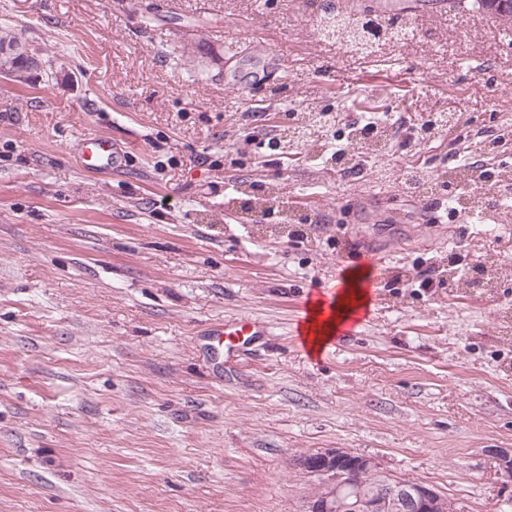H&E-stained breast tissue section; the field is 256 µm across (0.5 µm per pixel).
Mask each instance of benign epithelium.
<instances>
[{"mask_svg":"<svg viewBox=\"0 0 512 512\" xmlns=\"http://www.w3.org/2000/svg\"><path fill=\"white\" fill-rule=\"evenodd\" d=\"M297 463L318 477L317 494L307 501L308 512H345L349 509L347 499L350 496L363 499L362 486L352 478L379 471L375 458L342 448L304 454ZM367 512H453V505L425 483L402 484L394 497L380 485L373 493Z\"/></svg>","mask_w":512,"mask_h":512,"instance_id":"obj_1","label":"benign epithelium"}]
</instances>
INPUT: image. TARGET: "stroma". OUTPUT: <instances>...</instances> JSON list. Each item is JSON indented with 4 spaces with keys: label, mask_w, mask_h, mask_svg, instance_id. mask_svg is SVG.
<instances>
[{
    "label": "stroma",
    "mask_w": 512,
    "mask_h": 512,
    "mask_svg": "<svg viewBox=\"0 0 512 512\" xmlns=\"http://www.w3.org/2000/svg\"><path fill=\"white\" fill-rule=\"evenodd\" d=\"M336 0H0L38 70L0 76V512H304L299 456L343 448L420 481L456 512L512 499V249L487 295L458 287L512 239V34L478 10L423 0L407 39L360 54L322 39ZM410 151L339 172L276 144L329 110L336 148L361 112ZM105 134L125 157L82 170ZM468 161L463 194L406 192L411 166ZM270 189L246 209L249 185ZM299 234H258L283 211ZM369 270L365 319L308 357L307 298ZM433 270L439 287L418 280ZM263 322L237 357L211 326ZM77 154L82 166L93 172L115 169L122 159L112 138L103 135H92L81 140Z\"/></svg>",
    "instance_id": "stroma-1"
}]
</instances>
